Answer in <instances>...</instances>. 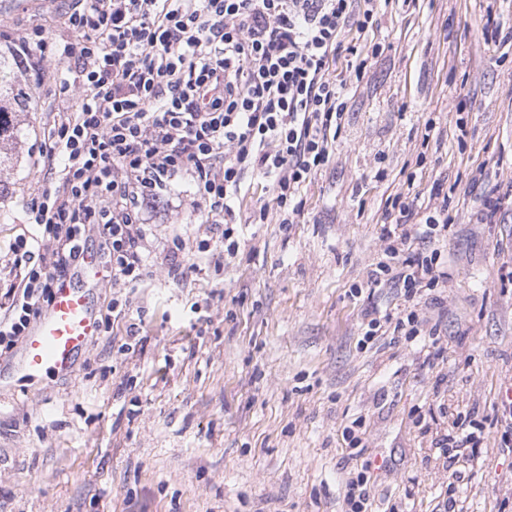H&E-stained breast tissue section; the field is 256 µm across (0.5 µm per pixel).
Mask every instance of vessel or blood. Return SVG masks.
<instances>
[{
    "label": "vessel or blood",
    "mask_w": 512,
    "mask_h": 512,
    "mask_svg": "<svg viewBox=\"0 0 512 512\" xmlns=\"http://www.w3.org/2000/svg\"><path fill=\"white\" fill-rule=\"evenodd\" d=\"M96 281L97 271L91 264L82 269L78 279L56 281L50 308L23 339L21 371L30 375L74 373L76 355L99 332L89 298V290Z\"/></svg>",
    "instance_id": "1"
}]
</instances>
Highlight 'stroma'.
Here are the masks:
<instances>
[{
  "instance_id": "stroma-1",
  "label": "stroma",
  "mask_w": 512,
  "mask_h": 512,
  "mask_svg": "<svg viewBox=\"0 0 512 512\" xmlns=\"http://www.w3.org/2000/svg\"><path fill=\"white\" fill-rule=\"evenodd\" d=\"M490 17L512 31V0L388 6L386 49L350 95L329 165L303 184L297 223L243 225L220 270L183 254L180 277L92 289L95 310L117 297L126 314L73 374L23 376L18 351L0 356V512H345L358 472L368 512H439L451 497L512 512V450L494 425L512 389V210L473 219L512 186V42L486 39ZM23 82L0 244L46 185L31 154L53 120L49 85ZM438 180L458 275L418 306L437 337L363 340L365 315L404 307L399 289L367 286L386 200L426 207ZM149 230L158 264L174 236L221 235L182 211ZM460 413L485 427L482 463L433 445Z\"/></svg>"
}]
</instances>
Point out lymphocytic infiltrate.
<instances>
[{
	"label": "lymphocytic infiltrate",
	"instance_id": "f902f5d3",
	"mask_svg": "<svg viewBox=\"0 0 512 512\" xmlns=\"http://www.w3.org/2000/svg\"><path fill=\"white\" fill-rule=\"evenodd\" d=\"M391 0H62L65 38L34 20L15 26L14 52L35 77H52L55 117L34 167L51 185L26 204L31 233L8 247L17 280L0 306V353L10 352L45 305L56 280L73 276L96 225L113 285L178 277L177 262L147 264L148 221L159 205L189 204L203 224L222 225V243L173 240L224 266L238 228L300 216L303 183L326 167L341 132L347 93L385 50L375 32ZM262 176L272 202L243 208L242 190ZM188 185L179 196V185ZM441 184L416 215L394 195L377 288L407 302L396 328L423 333L419 294L448 281L439 247L448 238ZM433 248L404 257L414 238Z\"/></svg>",
	"mask_w": 512,
	"mask_h": 512
}]
</instances>
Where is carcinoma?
<instances>
[{"instance_id": "1", "label": "carcinoma", "mask_w": 512, "mask_h": 512, "mask_svg": "<svg viewBox=\"0 0 512 512\" xmlns=\"http://www.w3.org/2000/svg\"><path fill=\"white\" fill-rule=\"evenodd\" d=\"M29 109L17 63L0 54V195L7 191L9 150L18 137L16 116Z\"/></svg>"}]
</instances>
